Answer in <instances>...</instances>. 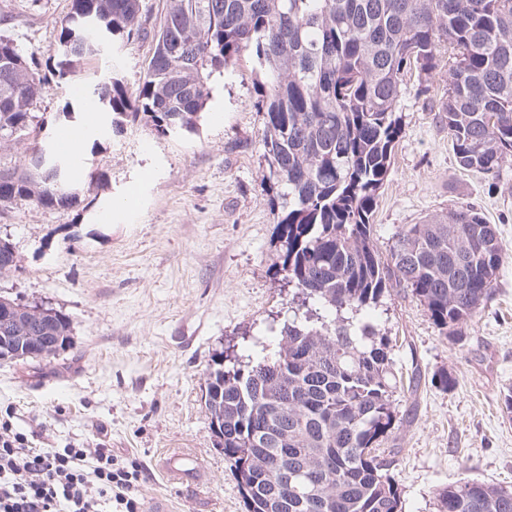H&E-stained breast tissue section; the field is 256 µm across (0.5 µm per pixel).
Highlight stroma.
<instances>
[{
	"label": "stroma",
	"instance_id": "stroma-1",
	"mask_svg": "<svg viewBox=\"0 0 512 512\" xmlns=\"http://www.w3.org/2000/svg\"><path fill=\"white\" fill-rule=\"evenodd\" d=\"M71 0H0V37L57 67ZM151 40L106 46L78 80L45 81L34 106L47 120L43 142L83 126L96 79L118 73L137 89ZM451 53L424 82L410 80L397 106L402 133L373 217L388 251L403 224L473 207L512 243V160L494 176L463 170L438 112ZM259 78L251 52L214 77L193 133L158 132L145 119L90 139L76 183L77 204L29 201L0 213L18 271L0 276V296L62 311L70 343L55 356L0 360V423L35 448H108L147 479L143 512L155 498L170 512H245L238 481L210 427L202 394L216 359L234 352L254 364L277 346L297 307L279 258L276 226L260 180L262 115L252 106ZM392 340L394 372L415 378L396 392L401 419L384 445L402 512H436V494L461 475L512 486V258L496 291L462 328L440 336L410 290L395 285L364 313ZM448 372L444 390L432 381ZM187 448L205 474L197 488L169 484L158 457Z\"/></svg>",
	"mask_w": 512,
	"mask_h": 512
}]
</instances>
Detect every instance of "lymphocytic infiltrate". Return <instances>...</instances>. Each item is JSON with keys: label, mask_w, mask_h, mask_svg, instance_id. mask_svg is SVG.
<instances>
[{"label": "lymphocytic infiltrate", "mask_w": 512, "mask_h": 512, "mask_svg": "<svg viewBox=\"0 0 512 512\" xmlns=\"http://www.w3.org/2000/svg\"><path fill=\"white\" fill-rule=\"evenodd\" d=\"M143 471L107 448L51 451L0 426V512H141Z\"/></svg>", "instance_id": "lymphocytic-infiltrate-1"}]
</instances>
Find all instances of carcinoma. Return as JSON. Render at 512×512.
Masks as SVG:
<instances>
[{
	"label": "carcinoma",
	"mask_w": 512,
	"mask_h": 512,
	"mask_svg": "<svg viewBox=\"0 0 512 512\" xmlns=\"http://www.w3.org/2000/svg\"><path fill=\"white\" fill-rule=\"evenodd\" d=\"M112 24V38L152 35L142 83L127 90L114 76L94 84L112 130L143 115L164 132H194L210 80L247 50L265 82L253 107L262 113V191L270 198L282 270L302 314L284 327L277 350L253 365L215 362L204 405L219 424L224 460L246 512H269L279 481L267 461L288 450V507L319 483L334 503L324 512H402L401 491L380 446L400 423L393 400L390 338L356 317L395 283L410 289L440 335L461 328L495 292L512 253L494 224L461 208L404 224L388 254L374 242L372 218L401 135L396 108L408 75L430 77L441 49L454 51L440 112L458 165L495 175L512 156V0H166L159 22L142 0H72L59 43L87 5ZM94 55L77 47L47 73L36 53L0 39V134L19 141L37 115L41 84L72 81ZM36 178L13 170L0 206L32 201L68 208L80 159L44 148ZM53 356L69 344L71 324L46 310ZM0 357L40 358L0 331ZM438 512H512V489L463 478L442 489Z\"/></svg>",
	"instance_id": "1"
}]
</instances>
